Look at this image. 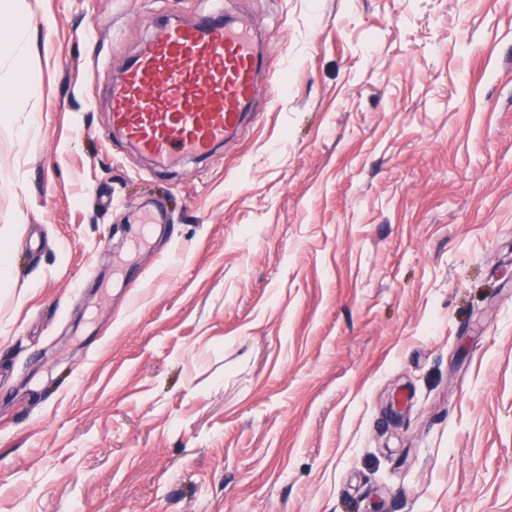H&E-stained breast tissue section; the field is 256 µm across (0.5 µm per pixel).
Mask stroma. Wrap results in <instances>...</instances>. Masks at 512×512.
Wrapping results in <instances>:
<instances>
[{"label":"stroma","mask_w":512,"mask_h":512,"mask_svg":"<svg viewBox=\"0 0 512 512\" xmlns=\"http://www.w3.org/2000/svg\"><path fill=\"white\" fill-rule=\"evenodd\" d=\"M218 6L158 168L111 86ZM0 248V512H512V0H0ZM258 66L247 24H165L112 87V126L161 165L206 153L239 127Z\"/></svg>","instance_id":"obj_1"}]
</instances>
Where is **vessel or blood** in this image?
Returning a JSON list of instances; mask_svg holds the SVG:
<instances>
[{"label": "vessel or blood", "mask_w": 512, "mask_h": 512, "mask_svg": "<svg viewBox=\"0 0 512 512\" xmlns=\"http://www.w3.org/2000/svg\"><path fill=\"white\" fill-rule=\"evenodd\" d=\"M247 24H165L112 88V126L159 164L203 154L237 130L254 96Z\"/></svg>", "instance_id": "vessel-or-blood-1"}]
</instances>
